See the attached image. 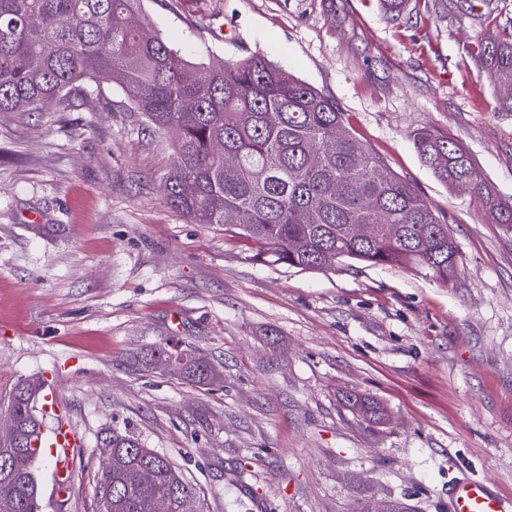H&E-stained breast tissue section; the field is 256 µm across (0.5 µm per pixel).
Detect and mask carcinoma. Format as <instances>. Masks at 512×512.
Here are the masks:
<instances>
[{"label": "carcinoma", "mask_w": 512, "mask_h": 512, "mask_svg": "<svg viewBox=\"0 0 512 512\" xmlns=\"http://www.w3.org/2000/svg\"><path fill=\"white\" fill-rule=\"evenodd\" d=\"M141 0H0V112H66L84 81L118 84L151 127L173 139L162 176L167 203L194 224H222L265 265L332 270L350 262L400 267L451 282L459 248L440 216L345 124L336 101L260 54L236 61L184 59L133 17ZM478 57L492 83L512 87V36L490 34ZM420 160L438 181L477 198L512 228V204L493 193L467 151L420 129ZM183 375L220 373L185 344ZM42 385L19 380L6 411L17 420L0 446V512H39L34 442ZM358 412L377 403L345 396ZM112 512H204L197 489L166 456L133 434L112 432ZM143 469L152 471L148 481Z\"/></svg>", "instance_id": "cac0c4a2"}]
</instances>
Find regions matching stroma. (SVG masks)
I'll use <instances>...</instances> for the list:
<instances>
[{"mask_svg":"<svg viewBox=\"0 0 512 512\" xmlns=\"http://www.w3.org/2000/svg\"><path fill=\"white\" fill-rule=\"evenodd\" d=\"M138 21L192 61L259 53L333 98L388 167L447 217L450 284L356 264L252 260L166 203L173 147L115 84L69 112L0 113V398L43 379L83 445L61 512H99L101 441L138 435L205 512H446L460 474L512 500V230L450 191L412 143L463 146L512 204V112L480 67L512 0H143ZM180 340L224 374L149 366ZM363 394L378 421L347 405Z\"/></svg>","mask_w":512,"mask_h":512,"instance_id":"1","label":"stroma"}]
</instances>
